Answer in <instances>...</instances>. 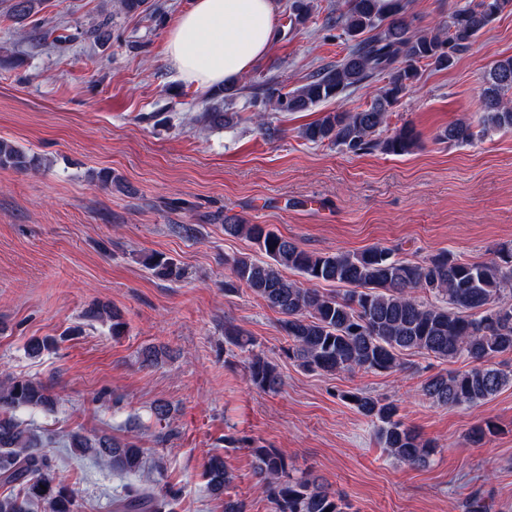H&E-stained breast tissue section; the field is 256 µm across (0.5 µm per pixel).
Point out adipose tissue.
Here are the masks:
<instances>
[{
	"label": "adipose tissue",
	"mask_w": 512,
	"mask_h": 512,
	"mask_svg": "<svg viewBox=\"0 0 512 512\" xmlns=\"http://www.w3.org/2000/svg\"><path fill=\"white\" fill-rule=\"evenodd\" d=\"M275 11V0H195L170 29L166 57L196 86L234 84L268 53Z\"/></svg>",
	"instance_id": "obj_1"
}]
</instances>
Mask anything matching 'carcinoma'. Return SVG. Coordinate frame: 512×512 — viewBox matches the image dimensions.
I'll list each match as a JSON object with an SVG mask.
<instances>
[{
	"label": "carcinoma",
	"instance_id": "carcinoma-1",
	"mask_svg": "<svg viewBox=\"0 0 512 512\" xmlns=\"http://www.w3.org/2000/svg\"><path fill=\"white\" fill-rule=\"evenodd\" d=\"M6 13L16 24H37L48 0H5ZM311 0H292L291 25L311 16ZM512 13V0H464L448 22L428 31L412 30L404 0H343L336 24L354 41L335 65L306 84L287 90L271 84L264 100L278 112H305L317 104L339 100L351 89L378 77L383 85L364 109L328 112L303 126L299 135L313 144L326 141L348 153L378 150L389 155L410 152L418 142L414 129L402 126L383 137L390 109L420 79L421 69L451 68L469 51L477 37L500 15ZM512 129V57L490 67L482 92V111L458 120L437 136L441 142L467 144L477 136ZM36 158L0 140V168L29 170ZM224 234L245 236L255 254L224 260L229 275L224 292L245 287L281 315L288 357L299 366L325 374L355 371H396L408 351L451 361L470 360L464 371L428 377L422 394L449 407H473L512 385V366L497 361L512 353V242L497 246L481 262L465 261L439 250L419 261L399 257L395 250L371 247L359 253H317L266 224L224 219ZM147 265L164 280L185 277L183 267L162 254L146 257ZM296 271L291 280L283 270ZM327 283L330 290L316 288ZM94 319L112 321V336L124 335L119 314L99 306L88 312ZM224 343L247 354L248 381L264 392L282 386L275 364L254 352L256 341L236 328L224 329ZM357 410L377 427L380 443L391 456L410 467L429 463L435 445L398 417L397 407L366 392L346 393ZM53 404L47 389L30 380L6 377L0 382V484L10 493L0 495V512H29L43 504L48 512H80L77 493L56 471L52 458L36 449L11 411ZM224 442L249 448L255 458L254 475L273 512H346L348 504L315 477H295L287 458L275 448L252 446L232 435ZM66 447L82 456L101 459L112 471L137 476L144 470V449L131 435L118 442L107 437L68 435ZM207 487L224 491L233 481L224 459L211 457L205 466ZM177 492L155 490L134 482L126 486L119 512H172Z\"/></svg>",
	"mask_w": 512,
	"mask_h": 512
}]
</instances>
